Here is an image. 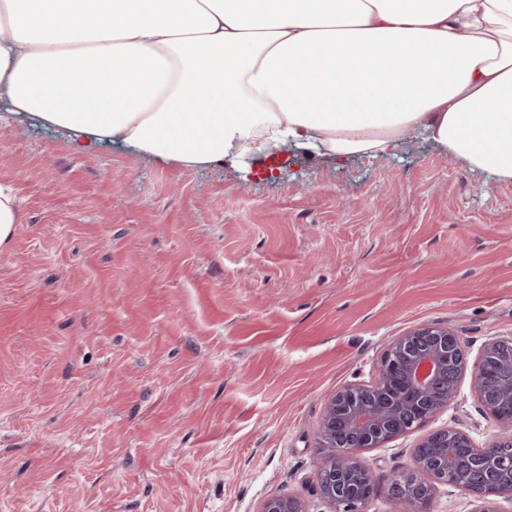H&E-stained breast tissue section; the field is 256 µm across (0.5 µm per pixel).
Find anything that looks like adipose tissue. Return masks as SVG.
<instances>
[{
	"mask_svg": "<svg viewBox=\"0 0 512 512\" xmlns=\"http://www.w3.org/2000/svg\"><path fill=\"white\" fill-rule=\"evenodd\" d=\"M0 99L79 155L341 162L414 133L512 181V0H0Z\"/></svg>",
	"mask_w": 512,
	"mask_h": 512,
	"instance_id": "adipose-tissue-1",
	"label": "adipose tissue"
}]
</instances>
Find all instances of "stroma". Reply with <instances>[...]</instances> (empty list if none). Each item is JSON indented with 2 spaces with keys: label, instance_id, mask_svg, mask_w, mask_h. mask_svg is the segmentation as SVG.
Listing matches in <instances>:
<instances>
[{
  "label": "stroma",
  "instance_id": "35a3bbf8",
  "mask_svg": "<svg viewBox=\"0 0 512 512\" xmlns=\"http://www.w3.org/2000/svg\"><path fill=\"white\" fill-rule=\"evenodd\" d=\"M160 165L0 110V512H258L316 495L318 424L426 324L512 334V182L422 135L341 165L290 146ZM499 431L469 382L427 430ZM419 433L363 457L384 487ZM23 223L16 189L12 183L0 182V249L11 241L17 224ZM299 499L289 496H275L265 500L258 512H307Z\"/></svg>",
  "mask_w": 512,
  "mask_h": 512
}]
</instances>
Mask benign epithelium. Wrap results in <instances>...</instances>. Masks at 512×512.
Listing matches in <instances>:
<instances>
[{"label":"benign epithelium","mask_w":512,"mask_h":512,"mask_svg":"<svg viewBox=\"0 0 512 512\" xmlns=\"http://www.w3.org/2000/svg\"><path fill=\"white\" fill-rule=\"evenodd\" d=\"M459 347V336L446 327L412 329L388 344L375 381L343 385L328 399L316 437L321 456L316 479L331 512H365L366 491L376 485V476L361 451L422 428L455 400L467 373L482 412L502 432L477 449L459 429L422 437L410 468L392 480L402 512H426L419 490L431 494L448 484L474 495V512H496L487 500L490 488L512 500V336L485 342L471 366L454 359ZM259 512H307V507L295 497L275 496Z\"/></svg>","instance_id":"1"}]
</instances>
